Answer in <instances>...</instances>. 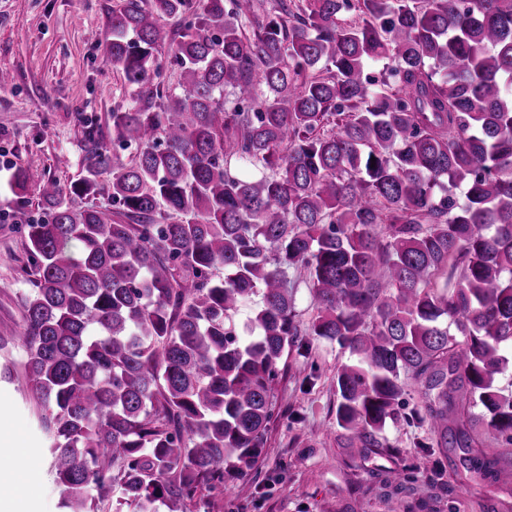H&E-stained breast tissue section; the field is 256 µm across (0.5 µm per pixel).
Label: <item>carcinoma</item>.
<instances>
[{
  "instance_id": "carcinoma-1",
  "label": "carcinoma",
  "mask_w": 512,
  "mask_h": 512,
  "mask_svg": "<svg viewBox=\"0 0 512 512\" xmlns=\"http://www.w3.org/2000/svg\"><path fill=\"white\" fill-rule=\"evenodd\" d=\"M111 32L131 159L88 121L82 175L39 185L31 291L0 336L25 353L63 508L224 512L300 335L299 267L306 335L350 354L349 447L413 418L512 485V0H119ZM166 48L180 93L155 81ZM290 286L293 288V299L297 320L306 324L315 315V310L310 304L308 291V279L304 270L290 269L288 271Z\"/></svg>"
}]
</instances>
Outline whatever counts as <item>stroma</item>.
<instances>
[{
	"label": "stroma",
	"mask_w": 512,
	"mask_h": 512,
	"mask_svg": "<svg viewBox=\"0 0 512 512\" xmlns=\"http://www.w3.org/2000/svg\"><path fill=\"white\" fill-rule=\"evenodd\" d=\"M118 0H0V335L21 325L29 286L22 231L38 217L37 182L66 185L83 166L86 120L108 129L112 110L126 107L128 87L106 62L112 9ZM29 167L26 198L10 189L17 166ZM348 351L311 336L289 347L274 391V416L259 468L226 481L224 512H512V487L492 486L470 472L459 452L432 459L420 446L427 427L387 425L382 445L358 455L336 424L332 382ZM40 410L24 381H0V469L30 476L34 489L18 512H62V494L39 426ZM400 470L403 489L389 482Z\"/></svg>",
	"instance_id": "35a3bbf8"
}]
</instances>
